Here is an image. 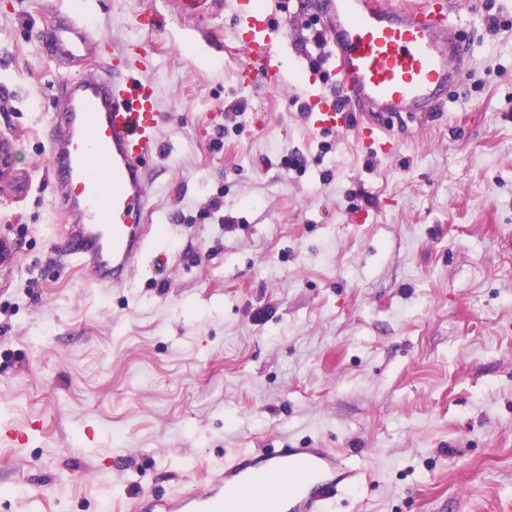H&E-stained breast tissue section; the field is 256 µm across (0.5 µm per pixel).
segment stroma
<instances>
[{
	"instance_id": "obj_1",
	"label": "stroma",
	"mask_w": 512,
	"mask_h": 512,
	"mask_svg": "<svg viewBox=\"0 0 512 512\" xmlns=\"http://www.w3.org/2000/svg\"><path fill=\"white\" fill-rule=\"evenodd\" d=\"M278 86L239 84V0H0V512H115L238 449L333 448L371 481L333 512H512V0H454L467 61L391 152L320 128V0H266ZM147 44L158 232L128 284L63 254L47 34ZM221 208H214L215 199ZM230 215L234 224L221 226Z\"/></svg>"
}]
</instances>
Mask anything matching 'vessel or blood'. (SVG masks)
<instances>
[{
  "label": "vessel or blood",
  "mask_w": 512,
  "mask_h": 512,
  "mask_svg": "<svg viewBox=\"0 0 512 512\" xmlns=\"http://www.w3.org/2000/svg\"><path fill=\"white\" fill-rule=\"evenodd\" d=\"M317 19L326 26L342 96L326 102L316 121L344 127L355 113H371L362 138L382 151L394 147L387 136L393 119L438 107L449 77L466 66L448 49L452 29L442 0L399 9L381 0H324ZM273 32L265 12L244 0L235 38L260 50L256 77L279 84ZM50 43L54 58L81 66L104 41L73 17L53 25ZM152 66L150 50L140 46L111 77L62 83L55 100L49 164L63 202L65 254L100 288L129 282L153 233L146 185L157 114L145 77ZM366 478L361 462L328 448H268L257 457L240 450L190 491L149 502L153 512H326Z\"/></svg>",
  "instance_id": "1"
}]
</instances>
